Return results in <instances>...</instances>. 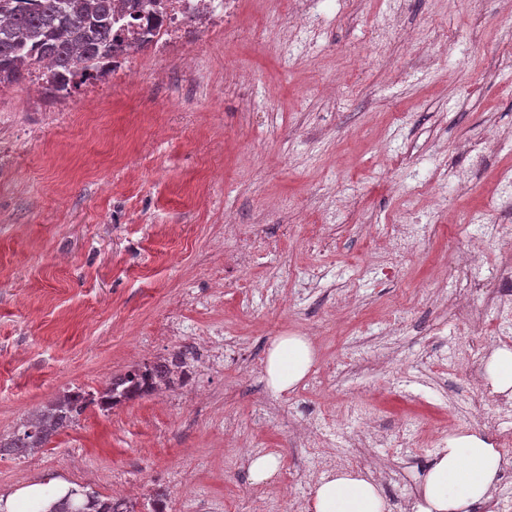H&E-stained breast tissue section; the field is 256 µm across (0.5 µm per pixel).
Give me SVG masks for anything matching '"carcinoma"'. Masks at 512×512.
Masks as SVG:
<instances>
[{"instance_id": "cac0c4a2", "label": "carcinoma", "mask_w": 512, "mask_h": 512, "mask_svg": "<svg viewBox=\"0 0 512 512\" xmlns=\"http://www.w3.org/2000/svg\"><path fill=\"white\" fill-rule=\"evenodd\" d=\"M144 0H0V87L28 76L32 60L46 63L54 80L48 91L54 97L70 94L80 82L71 78L81 71L101 67L112 58V13L141 16ZM185 351L160 363L145 364L119 376L97 400L111 407L149 396L157 383L185 380L181 371ZM92 399L70 391L43 411L23 422L17 432L0 435V456L41 448L59 431L70 427ZM45 512H118L112 499L83 486L53 493Z\"/></svg>"}]
</instances>
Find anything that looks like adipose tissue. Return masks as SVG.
Masks as SVG:
<instances>
[{
	"label": "adipose tissue",
	"instance_id": "ef3b65f1",
	"mask_svg": "<svg viewBox=\"0 0 512 512\" xmlns=\"http://www.w3.org/2000/svg\"><path fill=\"white\" fill-rule=\"evenodd\" d=\"M314 350L303 336H281L266 359V378L278 392L294 389L308 374ZM502 456L479 432L449 438L426 472L417 512H470L490 499ZM310 512H388L376 483L359 470L325 474L312 492Z\"/></svg>",
	"mask_w": 512,
	"mask_h": 512
}]
</instances>
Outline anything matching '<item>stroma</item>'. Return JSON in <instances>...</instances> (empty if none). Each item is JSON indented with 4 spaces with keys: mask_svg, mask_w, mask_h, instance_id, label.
Segmentation results:
<instances>
[{
    "mask_svg": "<svg viewBox=\"0 0 512 512\" xmlns=\"http://www.w3.org/2000/svg\"><path fill=\"white\" fill-rule=\"evenodd\" d=\"M290 0H242L231 36L179 53H134L114 75L61 98L30 81L0 91V433L56 396L98 393L112 376L204 344L219 351L174 389L104 412L89 407L38 452L0 457V498L40 484L108 496L113 475L163 491L184 512H294L269 506L281 477L302 475L308 413L362 399L385 441L350 449L378 459L390 512L419 493L438 448L412 447L407 421L475 418L480 367L444 366L461 327L434 268L457 273L473 225L512 168V27L497 0H401L402 23L366 71L356 59L391 0H313L319 21L290 40ZM455 49L435 39L440 25ZM493 149L475 167L462 145ZM470 188L420 201L425 226L379 282L385 249L416 181L437 165ZM350 205L332 218L340 197ZM317 271L311 280L309 271ZM401 321L379 335L386 314ZM307 335L331 393H277L264 362L279 336ZM272 449L277 477L256 484L224 418Z\"/></svg>",
    "mask_w": 512,
    "mask_h": 512,
    "instance_id": "35a3bbf8",
    "label": "stroma"
}]
</instances>
